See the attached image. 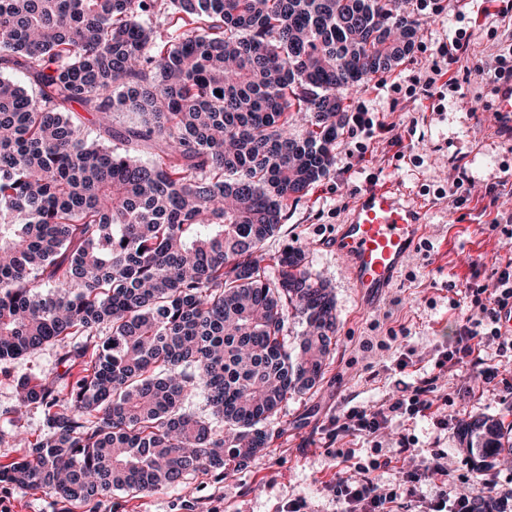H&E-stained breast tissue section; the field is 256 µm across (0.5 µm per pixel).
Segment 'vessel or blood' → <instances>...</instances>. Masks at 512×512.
<instances>
[{
  "label": "vessel or blood",
  "instance_id": "obj_1",
  "mask_svg": "<svg viewBox=\"0 0 512 512\" xmlns=\"http://www.w3.org/2000/svg\"><path fill=\"white\" fill-rule=\"evenodd\" d=\"M424 230L420 210L392 189L363 193L349 223L339 225L333 247L364 302L382 298Z\"/></svg>",
  "mask_w": 512,
  "mask_h": 512
}]
</instances>
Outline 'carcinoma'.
<instances>
[{
	"mask_svg": "<svg viewBox=\"0 0 512 512\" xmlns=\"http://www.w3.org/2000/svg\"><path fill=\"white\" fill-rule=\"evenodd\" d=\"M409 0H0V361L106 333L65 397L19 384L44 432L0 481L71 502L242 466L317 386L336 305L264 241L333 165L346 93L408 55ZM175 19L161 32L152 18ZM119 142L90 140L73 106ZM140 122L123 132L112 114ZM307 325L288 348V318ZM200 391L224 429L184 411ZM473 448L512 451L491 419Z\"/></svg>",
	"mask_w": 512,
	"mask_h": 512,
	"instance_id": "1",
	"label": "carcinoma"
}]
</instances>
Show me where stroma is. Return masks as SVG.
Masks as SVG:
<instances>
[{"label": "stroma", "instance_id": "35a3bbf8", "mask_svg": "<svg viewBox=\"0 0 512 512\" xmlns=\"http://www.w3.org/2000/svg\"><path fill=\"white\" fill-rule=\"evenodd\" d=\"M409 12L421 21L413 50L347 100L350 110L364 107L374 120L397 123L401 145L343 129L329 173L289 205L280 230L264 243L272 257L289 247L302 251L306 269L324 279L334 297L335 346L320 384L280 405L265 423L268 447L244 466L200 469L175 487L115 491L82 503L0 483V497L8 498L12 512H286L294 499L305 502L306 512H336L328 483L336 474L337 449L351 448L364 458L378 445L396 449L402 439L415 448L442 449L457 473L479 470L497 488L512 490V453L489 456L459 439L461 423L475 416L512 426V392L482 384L471 367L438 376L440 392L448 397V426L432 416L398 418L377 441L336 427L337 415L348 408L379 405L402 385L417 386L435 374V361L454 346L463 315L484 302L495 263L512 260V139L498 117V86L512 84V11L488 16L480 0H410ZM458 28L471 38L466 54L453 62L446 54L448 34ZM501 55L508 59L505 72L500 80L488 79ZM435 67L443 75L427 85ZM457 177L463 188L454 186ZM374 184L416 204L427 231L391 288L367 305L358 299L333 237ZM489 189L496 204L484 198ZM374 320L397 341L395 349L369 356L360 341ZM95 342L92 336H67L0 363V466L24 454L12 442L15 430L32 441L42 433L41 408L12 418L20 382L63 372L64 350Z\"/></svg>", "mask_w": 512, "mask_h": 512}]
</instances>
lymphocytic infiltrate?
Here are the masks:
<instances>
[{"label": "lymphocytic infiltrate", "mask_w": 512, "mask_h": 512, "mask_svg": "<svg viewBox=\"0 0 512 512\" xmlns=\"http://www.w3.org/2000/svg\"><path fill=\"white\" fill-rule=\"evenodd\" d=\"M512 304V262L497 270L485 303L478 313L462 318L459 339L452 349L443 352L435 362L440 372L453 371L460 365H479L482 383H493L501 374L499 368L483 366L481 356L487 346H495L499 357H512V339L500 328L501 313ZM436 379L424 386L403 388L399 396L385 399L372 407H351L337 417L336 426L345 433L379 437L397 417L414 419L433 414L439 396ZM411 460L403 469L404 482L389 485L383 480L385 471L397 467L401 456ZM345 467L336 476V500L340 512H512V501L498 497L496 487L480 472L455 477L445 452L418 449L401 444L392 454L362 459L353 451L336 453ZM444 479V489L434 496L423 492L424 486Z\"/></svg>", "instance_id": "obj_1"}]
</instances>
